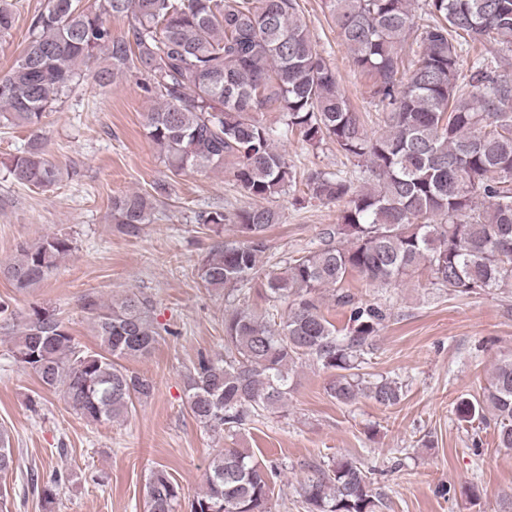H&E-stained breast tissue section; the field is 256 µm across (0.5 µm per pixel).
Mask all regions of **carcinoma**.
Listing matches in <instances>:
<instances>
[{"instance_id": "obj_1", "label": "carcinoma", "mask_w": 512, "mask_h": 512, "mask_svg": "<svg viewBox=\"0 0 512 512\" xmlns=\"http://www.w3.org/2000/svg\"><path fill=\"white\" fill-rule=\"evenodd\" d=\"M336 38L387 130L369 134L348 101L330 59L313 44L299 0H47L29 23L27 43L0 76V119L34 129L72 92L81 68L99 62L101 85L127 74L144 76L152 100L144 113L148 138L174 171L232 164L249 198L267 200L297 183V171L275 145L297 131L307 144L332 143L365 163L367 185L311 171L304 193L345 202L319 248L291 258L283 271L261 272L266 232L279 222L268 207H214L197 222L221 233L231 224L242 240L213 245L201 261L207 288L246 295L266 280L268 307L224 314V355L200 354L186 375L185 407L203 428L236 436L264 413H285L295 368L311 362L330 373L325 390L340 404L365 396L388 408L404 397L397 378L361 373L387 318L377 303L358 305L338 289L352 276L371 285L396 284L420 267L448 294L468 296L512 288V74L473 60L462 80L466 48L491 55L512 48V0H324ZM129 18L125 36L109 18ZM12 0H0V37L15 26ZM278 112L276 129L255 117ZM21 185L47 188L60 175L40 139L6 164ZM160 180L150 192L112 197V221L129 236L149 224L155 203L170 195ZM74 249L62 234L22 243L0 276L19 291L48 279ZM351 308L339 331L322 311V294ZM81 309L98 349L81 345L57 310L36 305L22 317L12 350L41 386L59 390L75 414L96 424L127 417L154 394L150 378L122 361L148 356L163 327L149 297L114 302L84 295ZM498 446L512 448V355L499 360L477 398H463L459 421H487ZM12 438L0 429V474L16 469ZM277 467L241 448L221 450L189 512H271ZM70 480L52 469L28 482L47 503ZM303 512H381L373 472L356 458L314 466L299 483ZM182 488L164 469L146 483V512H179Z\"/></svg>"}]
</instances>
